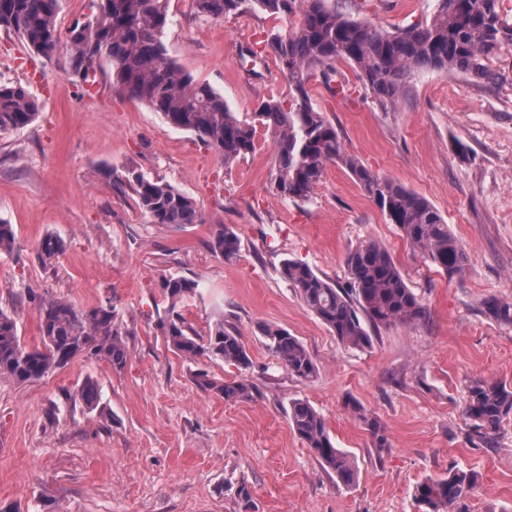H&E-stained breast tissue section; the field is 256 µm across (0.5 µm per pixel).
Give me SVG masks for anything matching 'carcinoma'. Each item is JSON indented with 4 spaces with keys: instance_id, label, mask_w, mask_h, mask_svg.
I'll list each match as a JSON object with an SVG mask.
<instances>
[{
    "instance_id": "1",
    "label": "carcinoma",
    "mask_w": 512,
    "mask_h": 512,
    "mask_svg": "<svg viewBox=\"0 0 512 512\" xmlns=\"http://www.w3.org/2000/svg\"><path fill=\"white\" fill-rule=\"evenodd\" d=\"M168 2L100 0L99 10L86 25L77 23L63 36L57 27L60 0H0V29L16 34L31 52L46 60L65 44V71L84 91L97 77L96 67L86 61L107 60L117 91L147 104L168 124L195 133L226 166L255 151L257 125L270 129L274 184L288 199L310 200L328 164L344 167L425 260L451 278L463 274L467 253L439 210L426 197L376 175L350 155L336 127L314 107L309 83L317 70L331 83L336 62H346L355 70L364 93L381 111L391 112L422 71L489 80V56L505 45L512 46V21L503 14V0H438L429 20L394 30L350 16L337 9L334 0H194L196 13L202 17L251 13L288 19V30L272 29L263 41L245 49L252 58L273 57L288 79V95L262 100L249 121L238 118L222 94L195 82L168 54L164 41L171 22ZM39 111L37 99L25 87L0 84V131L27 127ZM113 182L134 191L137 205L154 224L184 227L202 223L197 203L169 184L133 169L113 177ZM15 243L13 225L0 220V253L11 252ZM210 249L232 261L239 253V237L222 224ZM62 250V240L48 235L38 243L37 255L46 265ZM345 265V287L329 282L301 260L286 259L281 268L304 305L339 343L364 349L371 346L370 331L374 329L426 321V308L384 245L373 241L359 245L347 254ZM161 288L168 306L160 326L175 353L189 360L218 358L245 369L251 365L237 329L220 322L204 338L187 324L181 304L195 295L197 283L170 276L162 279ZM28 296L37 306L40 343L22 344L14 316L0 309V378L17 384L38 381L79 357L104 360L115 370L126 366L129 351L112 308L83 309L68 300L39 298L32 290ZM481 310L494 322L512 325L510 301L486 297ZM259 330L289 374L305 380L317 375L316 363L297 337L270 325H261ZM195 382L226 402L253 397L252 386L244 380L218 383L198 372ZM75 398L87 409H97V382L86 378ZM344 407L364 424L377 452L389 447L377 416L353 400L345 401ZM287 414L292 431L321 467L343 485L352 484L356 465L348 453L336 447L320 412L298 399L288 405ZM463 414L476 437L492 440L512 415V385L474 381ZM477 481L476 472L453 467L443 477L418 483L414 499L420 512H467L466 500Z\"/></svg>"
}]
</instances>
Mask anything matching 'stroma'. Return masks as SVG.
I'll use <instances>...</instances> for the list:
<instances>
[{
    "mask_svg": "<svg viewBox=\"0 0 512 512\" xmlns=\"http://www.w3.org/2000/svg\"><path fill=\"white\" fill-rule=\"evenodd\" d=\"M437 4L348 0L347 8L390 30L431 17ZM169 13L170 55L232 111L248 115L261 99L286 96L274 61L253 68L240 50L287 29V20L202 18L193 0H170ZM65 58L35 57L0 30V83L26 87L40 105L32 125L0 132V220L16 234L13 252L0 255V308L32 346L40 337L28 289L81 308L113 307L129 358L119 371L79 358L33 383L0 379V512H418L416 484L452 467L479 475L468 512H512V418L487 444L463 415L472 381L512 384V325L481 312L485 297L512 300V46L489 62L497 81L423 71L392 112L356 93L332 96L321 77L310 82L313 104L347 152L425 196L462 241L467 270L452 280L410 248L346 169L328 165L311 200L292 201L274 188L265 128L253 154L225 166L197 135L116 92L108 62L94 96H81ZM131 167L196 200L202 223H152L131 189L112 184ZM222 225L240 239L232 262L209 247ZM48 235L64 248L45 265L36 247ZM371 240L389 250L427 320L379 329L371 347L353 349L304 305L281 264L302 260L344 285L347 252ZM170 274L198 284L182 307L188 324L204 337L219 321L237 328L249 369L187 360L168 347L159 282ZM262 324L297 336L317 377L290 375L267 349ZM201 370L218 382L246 380L252 399L202 390L194 381ZM89 377L100 388L99 413L73 399ZM294 399L309 401L354 458L351 485L324 471L290 429ZM349 399L381 420L387 450L373 448L344 407Z\"/></svg>",
    "mask_w": 512,
    "mask_h": 512,
    "instance_id": "1",
    "label": "stroma"
}]
</instances>
